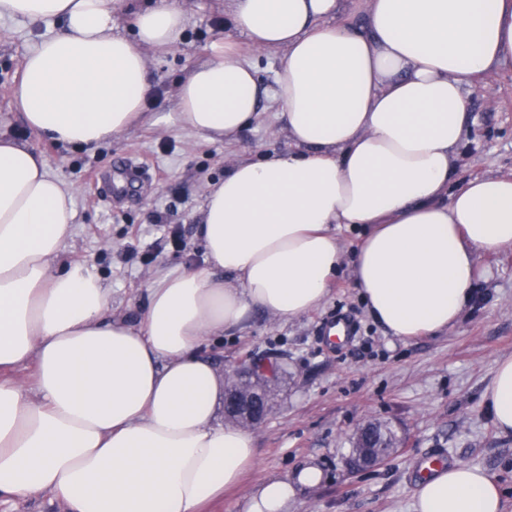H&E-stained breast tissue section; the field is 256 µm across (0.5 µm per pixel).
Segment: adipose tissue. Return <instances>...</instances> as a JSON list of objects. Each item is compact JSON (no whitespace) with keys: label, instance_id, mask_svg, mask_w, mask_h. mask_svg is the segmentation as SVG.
I'll return each mask as SVG.
<instances>
[{"label":"adipose tissue","instance_id":"1","mask_svg":"<svg viewBox=\"0 0 512 512\" xmlns=\"http://www.w3.org/2000/svg\"><path fill=\"white\" fill-rule=\"evenodd\" d=\"M224 0L227 37L178 89L180 121L217 141L277 102L293 148L237 162L206 187L203 268L152 276L138 324L113 317L89 267L61 261L73 197L31 146L0 138V502L48 495L67 512H200L255 464L225 424L207 350L252 313L295 319L342 269L332 226L361 241L352 279L393 336H427L474 299L476 252L512 250V174L453 187L470 88L512 60V0ZM130 14L133 35L120 28ZM62 21L27 55L11 98L28 127L97 146L143 118L144 47L181 42L175 0H0V18ZM274 51L272 84L239 54ZM29 374L18 378L16 371ZM482 400L512 432V356ZM265 480L245 512H287L295 484ZM506 491L466 463L421 481L413 512H503ZM342 13L336 17V21H346L355 28L365 29L367 22L368 1L343 0Z\"/></svg>","mask_w":512,"mask_h":512}]
</instances>
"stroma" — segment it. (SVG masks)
<instances>
[{"label":"stroma","instance_id":"35a3bbf8","mask_svg":"<svg viewBox=\"0 0 512 512\" xmlns=\"http://www.w3.org/2000/svg\"><path fill=\"white\" fill-rule=\"evenodd\" d=\"M189 18L181 44L144 48L151 90L145 110L162 126L141 122L111 142L88 148L33 133L10 103L25 56L56 25L0 19V133L21 136L74 199V233L62 257L93 268L112 291L115 315L135 317L153 274L204 267L195 240L207 183L238 160L292 144L274 101L258 122L233 138L205 142L177 119L178 83L223 38L224 0H175ZM454 186L476 175L512 173V61L475 88ZM476 299L435 334L401 340L368 313L349 274L329 286L324 302L301 318L256 313L249 327L211 344L219 372L263 358L281 378L267 419L253 428L256 464L206 512H244L270 477L314 467L315 485H296L288 512H411L416 467L430 450L449 462L478 466L506 489L512 512V434L499 433L482 404L498 359L512 355V252H477ZM352 316L355 335L322 332L335 314ZM366 420L388 424L399 446L383 464L349 471L350 440Z\"/></svg>","mask_w":512,"mask_h":512}]
</instances>
